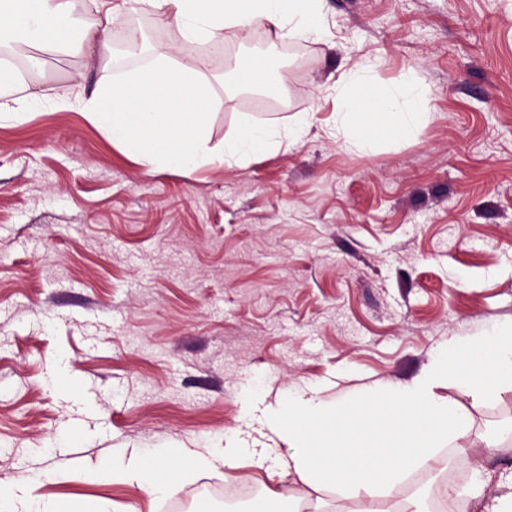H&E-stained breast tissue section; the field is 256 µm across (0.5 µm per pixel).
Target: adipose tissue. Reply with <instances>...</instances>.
<instances>
[{
	"label": "adipose tissue",
	"mask_w": 512,
	"mask_h": 512,
	"mask_svg": "<svg viewBox=\"0 0 512 512\" xmlns=\"http://www.w3.org/2000/svg\"><path fill=\"white\" fill-rule=\"evenodd\" d=\"M322 0H8L0 8V33L22 45L62 46L79 16L94 8L92 25L108 24L126 6L146 5L172 18L187 38L207 41L252 25L272 26L281 36L319 35ZM355 92L338 89L334 129L349 146L377 147L379 132L407 134L424 115L417 103L422 86L410 83L377 92L367 73H359ZM464 385L476 400L512 390V325L473 336L454 354H440L411 383L371 388L357 397L333 402L314 390L300 389L269 417L288 441L287 455L252 448L254 465L270 475L297 476L312 489H332L362 501L359 512H378L376 498L388 495L412 472L425 466L437 448L456 446L466 424L435 392L443 381ZM175 448L156 449L151 458L138 453L102 468L104 485L137 484L150 499L180 492L184 476L173 460ZM38 480L24 476L0 480V512H108L107 499L50 500L37 493Z\"/></svg>",
	"instance_id": "1"
}]
</instances>
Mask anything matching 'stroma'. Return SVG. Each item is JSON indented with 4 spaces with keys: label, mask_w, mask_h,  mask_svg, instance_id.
<instances>
[{
    "label": "stroma",
    "mask_w": 512,
    "mask_h": 512,
    "mask_svg": "<svg viewBox=\"0 0 512 512\" xmlns=\"http://www.w3.org/2000/svg\"><path fill=\"white\" fill-rule=\"evenodd\" d=\"M322 12L316 39L267 29L200 44L141 8L107 33L32 48L29 114L0 123V480L37 473L50 498L169 512L137 485H101L97 468L158 448L286 453L265 413L290 391L403 385L512 323V0H324ZM155 47L208 83L211 145L241 119H305L308 134L245 166L147 171L66 102ZM251 54L268 76L242 88L235 69ZM369 59L379 90L424 86L425 118L359 151L331 117L340 75ZM437 393L469 422L471 466L449 471L437 449L382 512L512 468V392ZM234 473L251 496L214 495L223 469L199 471L178 512H249L284 490L300 512L357 507L242 457Z\"/></svg>",
    "instance_id": "obj_1"
}]
</instances>
